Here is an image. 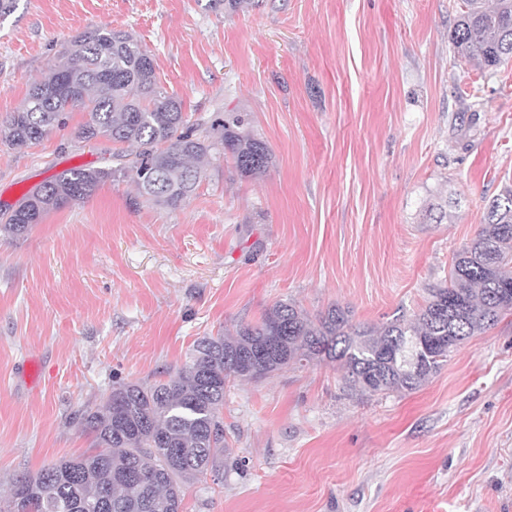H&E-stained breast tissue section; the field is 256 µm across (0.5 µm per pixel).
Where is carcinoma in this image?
<instances>
[{
	"label": "carcinoma",
	"instance_id": "carcinoma-1",
	"mask_svg": "<svg viewBox=\"0 0 512 512\" xmlns=\"http://www.w3.org/2000/svg\"><path fill=\"white\" fill-rule=\"evenodd\" d=\"M451 32L455 54L482 69L512 60V0H461ZM259 0H210L236 13ZM81 107L90 121L76 132L136 148L115 170L74 167L26 191L0 213V232L24 235L52 210L91 196L103 182L129 177L140 194L167 206L190 195L204 176L209 137L184 129L183 105L163 86L150 51L132 35L102 25L76 35L44 78L31 83L24 108L12 113L0 140L38 141ZM230 116L211 126L244 177L272 165L266 142ZM512 312V189L485 207L476 238L453 256L448 283L429 289L411 318L381 325L353 321L338 305L313 318L290 303L268 309L256 324L196 342L185 364L150 385L124 383L104 405L82 412L96 451L59 459L13 485L0 512H180L183 487L224 467V390L302 362H334L350 389L374 396L411 391L448 362L464 341Z\"/></svg>",
	"mask_w": 512,
	"mask_h": 512
}]
</instances>
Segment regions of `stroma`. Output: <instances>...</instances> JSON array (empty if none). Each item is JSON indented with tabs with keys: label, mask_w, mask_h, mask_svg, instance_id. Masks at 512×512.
<instances>
[{
	"label": "stroma",
	"mask_w": 512,
	"mask_h": 512,
	"mask_svg": "<svg viewBox=\"0 0 512 512\" xmlns=\"http://www.w3.org/2000/svg\"><path fill=\"white\" fill-rule=\"evenodd\" d=\"M459 0H18L0 21V123L78 32L109 24L151 52L198 134L227 112L272 152L260 177L209 158L179 206L130 178L0 233V500L15 479L91 452L80 419L194 342L290 302L379 324L425 304L489 199L512 186V62L455 58ZM85 109L0 143V210L63 170L115 169L77 141ZM449 199L448 217L425 216ZM220 473L181 512H512V315L415 390L365 396L335 365H291L224 394Z\"/></svg>",
	"instance_id": "35a3bbf8"
}]
</instances>
